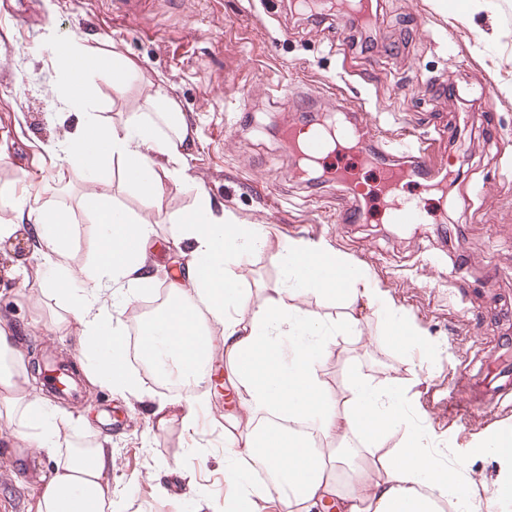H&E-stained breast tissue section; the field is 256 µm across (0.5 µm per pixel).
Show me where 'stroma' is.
<instances>
[{"mask_svg":"<svg viewBox=\"0 0 512 512\" xmlns=\"http://www.w3.org/2000/svg\"><path fill=\"white\" fill-rule=\"evenodd\" d=\"M82 37L104 52L134 59L144 78H164L189 123L196 147L189 173L214 202L239 218L265 225L267 247L242 259L237 273L252 302L275 296L284 275L281 241H320L369 268L376 285L414 316L438 343L432 359L385 345L380 322L364 310L361 333L339 337L323 378L342 391L350 370L410 385L434 432L433 448L466 464L480 493L501 471L480 441L512 428V411L480 422L456 408L453 394L501 390L512 402V0L457 20L437 0H383L378 23L363 29L330 12H303L291 0H142L128 14L116 0H9L0 10V187L73 209L69 263L91 270L93 226L76 201L88 186L79 171H62L52 147L80 121L54 94L63 78L54 45ZM90 109L104 122L121 120L141 99L113 92L110 75L96 76ZM370 112L385 135L411 127L438 140L450 184L446 195L407 194L423 213L418 224H390L383 199L357 196L356 182L379 183L382 172L341 151L326 165L294 176L295 159L273 133L284 118L340 112L345 102ZM349 171L337 181L333 168ZM117 203L147 213L156 224L150 289L112 310L130 329L142 304L158 299L179 270L170 211L191 205V194L168 186L161 206L144 209L138 193L110 171ZM367 211L364 224L344 220ZM37 251L0 247V317L20 326L23 352L52 349L77 360L78 326L54 331L63 304L27 299L24 269L42 264ZM142 380L141 400L81 383V396L61 401L73 420L71 441H107L115 459L110 482L118 512H224L233 493L224 481V426L239 405L224 386L216 360L192 392L162 389L129 359ZM193 397L207 411L205 426L180 420L158 425L156 403ZM47 457L0 446V512H34Z\"/></svg>","mask_w":512,"mask_h":512,"instance_id":"stroma-1","label":"stroma"}]
</instances>
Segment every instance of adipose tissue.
<instances>
[{
  "mask_svg": "<svg viewBox=\"0 0 512 512\" xmlns=\"http://www.w3.org/2000/svg\"><path fill=\"white\" fill-rule=\"evenodd\" d=\"M55 53L66 72L60 101L84 114L60 151L69 168L90 178L78 206L96 229L94 268L87 273L68 264L74 231L69 208L12 193L0 192V244L28 235L44 255L28 299L35 307L48 294L63 299L79 326L89 384L126 398L142 394L112 308L152 284L155 225L114 204L106 171L115 164L142 197L160 200L171 184L194 197L190 208L167 217L176 227L173 243L185 268L169 282L167 300L141 324L139 349L181 383L198 382L214 358H223L241 410L224 431V479L238 489L224 512H259V500L270 496L284 512H481L470 474L433 453L408 387L354 374L334 394L323 378L322 364L337 337L359 335L361 319L326 321L297 305V298L310 294L366 301L391 345L406 353L433 348L414 319L376 288L368 269L324 243L288 240L278 253L287 283L283 296L252 303L232 264L265 247L267 234L262 225L244 223L217 206L188 175L194 132L165 84L148 81L142 111L108 125L87 110L96 97L93 75L108 72L113 91L121 93L139 76V66L78 40L57 44ZM31 378L15 326L0 318V416L14 425L5 443L54 463L37 493L35 512H111V450L102 443L70 447L66 422ZM280 418L309 425L313 433H284L276 424ZM395 435L399 444L388 447ZM381 447L386 453L373 476L360 467L363 451ZM259 472L271 484L252 482Z\"/></svg>",
  "mask_w": 512,
  "mask_h": 512,
  "instance_id": "ef3b65f1",
  "label": "adipose tissue"
}]
</instances>
